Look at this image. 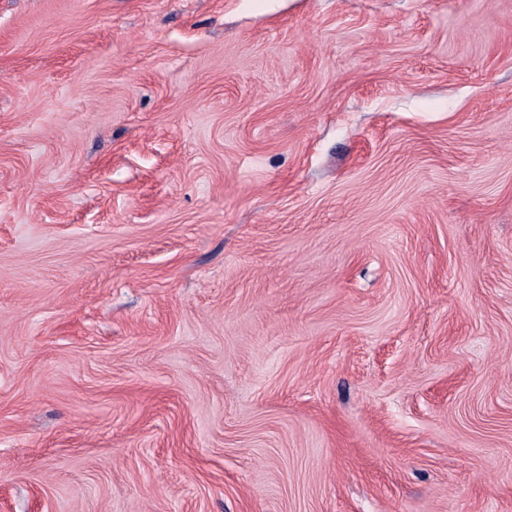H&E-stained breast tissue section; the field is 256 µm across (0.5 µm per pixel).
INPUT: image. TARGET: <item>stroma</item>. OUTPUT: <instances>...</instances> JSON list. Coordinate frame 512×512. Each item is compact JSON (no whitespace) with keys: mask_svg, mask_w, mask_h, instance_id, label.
<instances>
[{"mask_svg":"<svg viewBox=\"0 0 512 512\" xmlns=\"http://www.w3.org/2000/svg\"><path fill=\"white\" fill-rule=\"evenodd\" d=\"M0 512H512V0H0Z\"/></svg>","mask_w":512,"mask_h":512,"instance_id":"obj_1","label":"stroma"}]
</instances>
